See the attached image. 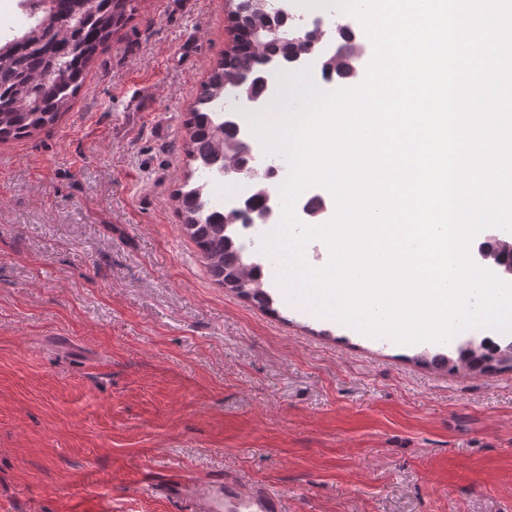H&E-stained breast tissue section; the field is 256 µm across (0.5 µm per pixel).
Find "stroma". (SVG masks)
I'll list each match as a JSON object with an SVG mask.
<instances>
[{"mask_svg": "<svg viewBox=\"0 0 512 512\" xmlns=\"http://www.w3.org/2000/svg\"><path fill=\"white\" fill-rule=\"evenodd\" d=\"M134 5L69 111L0 142V512H197L166 481L223 475L285 512H512V369L211 278L174 194L229 4ZM432 364H444L449 368V371L459 370L460 368L469 369V371L476 374H485L489 373L493 370H496L500 366H508L512 369V346L508 350H504L503 352H496L494 349H486L482 353H478L473 356L469 362L463 363L458 361L457 359L447 358L445 359H432L430 360Z\"/></svg>", "mask_w": 512, "mask_h": 512, "instance_id": "obj_1", "label": "stroma"}]
</instances>
